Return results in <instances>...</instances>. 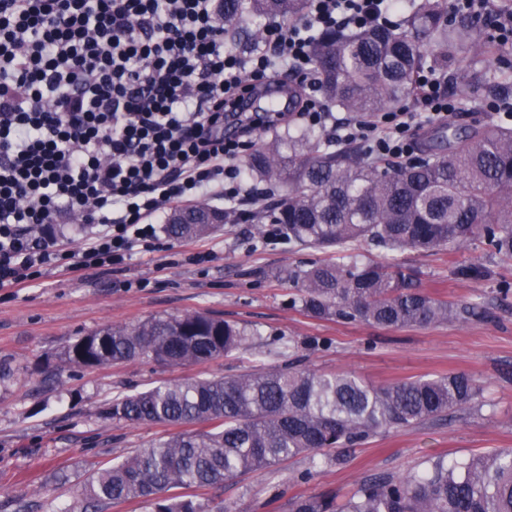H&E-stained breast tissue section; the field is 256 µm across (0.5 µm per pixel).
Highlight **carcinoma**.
Segmentation results:
<instances>
[{"label": "carcinoma", "instance_id": "1", "mask_svg": "<svg viewBox=\"0 0 512 512\" xmlns=\"http://www.w3.org/2000/svg\"><path fill=\"white\" fill-rule=\"evenodd\" d=\"M224 22L238 29L236 45L255 48L249 25L304 13L308 0H222ZM315 80L327 102L356 116L395 111L418 94L430 70L468 78L507 101L500 84L470 70L479 50L498 51L485 28L448 20V0H419L403 25L324 30L311 43ZM252 176L270 186L252 218L280 225L288 241L334 253L354 242L396 252L459 250L482 239L512 260V126L459 131L406 162L366 161L351 142L339 146L304 132L254 146ZM228 212L209 204L175 207L165 232L175 239L207 234ZM453 275L478 282L494 275L480 261ZM279 276L315 319L363 321L385 329L427 328L466 321L475 307L458 306L415 287L412 270L394 261L327 259ZM249 333L214 315L185 312L135 325H105L65 351L68 361L98 368L146 359L165 366L199 364L239 349ZM483 382L464 372L383 386L356 375L305 368H254L237 377L163 383L116 397L103 414L131 424L182 427L168 439L102 468L80 488L88 505L138 501L146 512H208L195 490L266 470L307 451L358 445L381 430L410 427L480 402ZM185 493L176 494L174 490ZM289 512H512V448L448 461L431 457L421 469L363 481L346 500L326 491L300 496Z\"/></svg>", "mask_w": 512, "mask_h": 512}]
</instances>
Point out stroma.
Segmentation results:
<instances>
[{"instance_id":"obj_1","label":"stroma","mask_w":512,"mask_h":512,"mask_svg":"<svg viewBox=\"0 0 512 512\" xmlns=\"http://www.w3.org/2000/svg\"><path fill=\"white\" fill-rule=\"evenodd\" d=\"M454 127L495 124L483 89L457 82ZM208 249L195 266L182 254ZM325 252L266 236L262 224L231 223L173 241L169 250L135 254L120 270L70 272L52 268L27 288H0V512H84L78 489L98 465L166 438L165 424L132 425L105 418L113 397L187 378L238 376L252 367L288 363L322 373H354L385 385L466 372L485 385L486 405L382 431L352 448L303 453L252 472L223 488L200 491L210 512H288L294 497L325 490L347 496L377 474H400L433 456L453 458L512 448V299L496 290L512 284V261L499 260L481 241L457 251L405 249L398 261L421 289L456 304L479 302L465 322L389 330L360 321L317 320L293 306L296 291L279 277L325 259ZM483 259L491 279L454 278L453 264ZM199 312L251 331L246 346L202 364L161 366L133 359L107 368L75 367L64 356L81 334L107 324Z\"/></svg>"}]
</instances>
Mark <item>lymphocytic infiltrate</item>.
I'll use <instances>...</instances> for the list:
<instances>
[{"instance_id": "f902f5d3", "label": "lymphocytic infiltrate", "mask_w": 512, "mask_h": 512, "mask_svg": "<svg viewBox=\"0 0 512 512\" xmlns=\"http://www.w3.org/2000/svg\"><path fill=\"white\" fill-rule=\"evenodd\" d=\"M399 4L310 0L244 58L224 45L220 0H0V288L159 249L154 219L178 201L213 195L248 220L241 202L263 195L246 175L254 126L225 136V113L277 74L306 76L313 32L386 22ZM418 83L414 109L372 124H342L314 98L267 119L340 127L402 159L424 123L457 108L431 73ZM88 207L94 225L76 250L60 226Z\"/></svg>"}]
</instances>
